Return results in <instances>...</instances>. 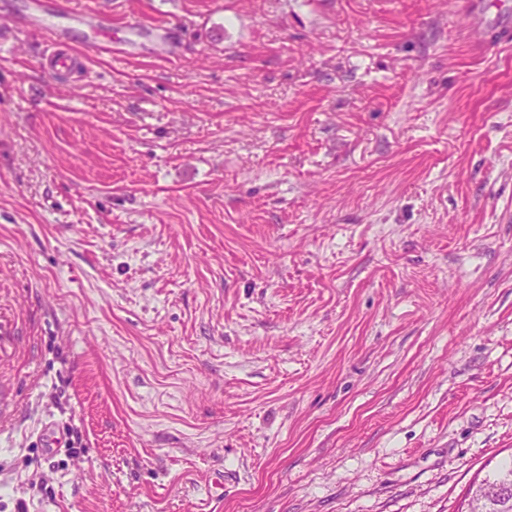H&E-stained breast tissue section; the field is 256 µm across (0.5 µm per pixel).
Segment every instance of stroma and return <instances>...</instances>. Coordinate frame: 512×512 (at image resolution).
<instances>
[{
	"label": "stroma",
	"mask_w": 512,
	"mask_h": 512,
	"mask_svg": "<svg viewBox=\"0 0 512 512\" xmlns=\"http://www.w3.org/2000/svg\"><path fill=\"white\" fill-rule=\"evenodd\" d=\"M37 1L82 70L0 47V512H461L512 458V0Z\"/></svg>",
	"instance_id": "1"
}]
</instances>
